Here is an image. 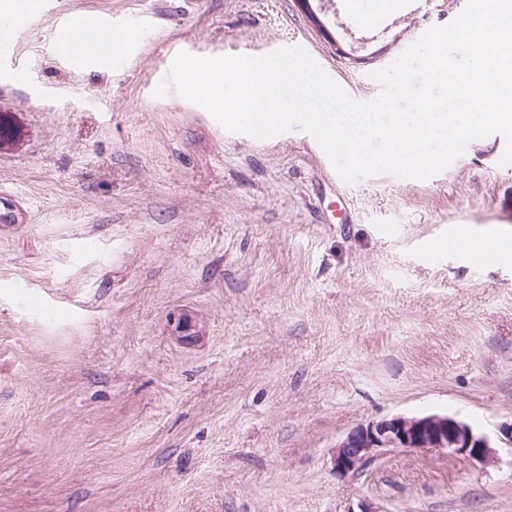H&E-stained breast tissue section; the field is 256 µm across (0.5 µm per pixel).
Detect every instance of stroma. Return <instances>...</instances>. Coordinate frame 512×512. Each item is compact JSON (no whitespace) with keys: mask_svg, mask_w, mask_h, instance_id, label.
Segmentation results:
<instances>
[{"mask_svg":"<svg viewBox=\"0 0 512 512\" xmlns=\"http://www.w3.org/2000/svg\"><path fill=\"white\" fill-rule=\"evenodd\" d=\"M310 3L37 0L17 19L0 49V512H512L505 444L488 463L332 461L393 415L512 423L505 137L427 179L348 183L307 132L228 131L167 81L182 52L300 47L369 101L366 75L467 0ZM84 15L130 32L111 64L62 50ZM179 312L195 336L170 334Z\"/></svg>","mask_w":512,"mask_h":512,"instance_id":"35a3bbf8","label":"stroma"}]
</instances>
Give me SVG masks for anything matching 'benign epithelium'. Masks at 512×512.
<instances>
[{"label":"benign epithelium","instance_id":"benign-epithelium-1","mask_svg":"<svg viewBox=\"0 0 512 512\" xmlns=\"http://www.w3.org/2000/svg\"><path fill=\"white\" fill-rule=\"evenodd\" d=\"M169 326L173 335L189 336L195 324L191 315L178 313L170 317ZM380 448H441L480 462L494 456L489 435L464 421L439 414L395 415L351 429L336 444L333 467L340 476L353 474Z\"/></svg>","mask_w":512,"mask_h":512}]
</instances>
